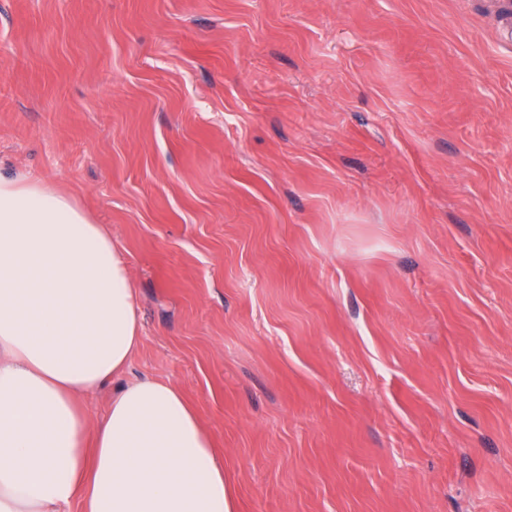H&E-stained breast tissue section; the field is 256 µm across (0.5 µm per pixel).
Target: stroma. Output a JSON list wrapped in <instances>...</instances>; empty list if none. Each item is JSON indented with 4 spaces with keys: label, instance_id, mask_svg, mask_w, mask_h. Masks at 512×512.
<instances>
[{
    "label": "stroma",
    "instance_id": "1",
    "mask_svg": "<svg viewBox=\"0 0 512 512\" xmlns=\"http://www.w3.org/2000/svg\"><path fill=\"white\" fill-rule=\"evenodd\" d=\"M120 248L235 512H512V40L489 0H0V176Z\"/></svg>",
    "mask_w": 512,
    "mask_h": 512
}]
</instances>
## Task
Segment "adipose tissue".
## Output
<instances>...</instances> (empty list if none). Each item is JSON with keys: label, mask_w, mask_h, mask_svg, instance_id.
<instances>
[{"label": "adipose tissue", "mask_w": 512, "mask_h": 512, "mask_svg": "<svg viewBox=\"0 0 512 512\" xmlns=\"http://www.w3.org/2000/svg\"><path fill=\"white\" fill-rule=\"evenodd\" d=\"M142 337L126 263L39 179L0 177V512H234L224 458L174 385L126 382Z\"/></svg>", "instance_id": "ef3b65f1"}]
</instances>
